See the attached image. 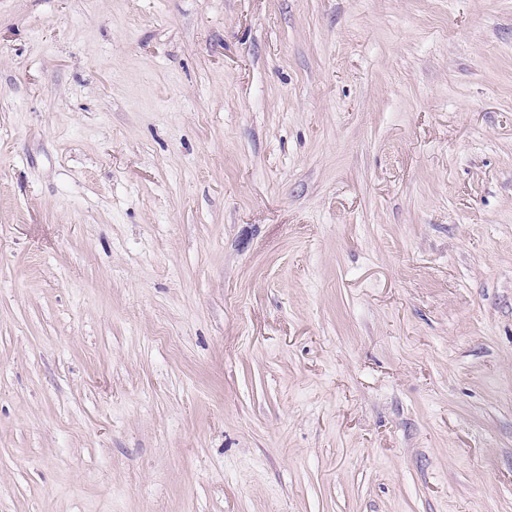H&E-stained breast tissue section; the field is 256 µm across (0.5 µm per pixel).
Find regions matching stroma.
<instances>
[{
  "instance_id": "1",
  "label": "stroma",
  "mask_w": 512,
  "mask_h": 512,
  "mask_svg": "<svg viewBox=\"0 0 512 512\" xmlns=\"http://www.w3.org/2000/svg\"><path fill=\"white\" fill-rule=\"evenodd\" d=\"M0 512H512V0H0Z\"/></svg>"
}]
</instances>
